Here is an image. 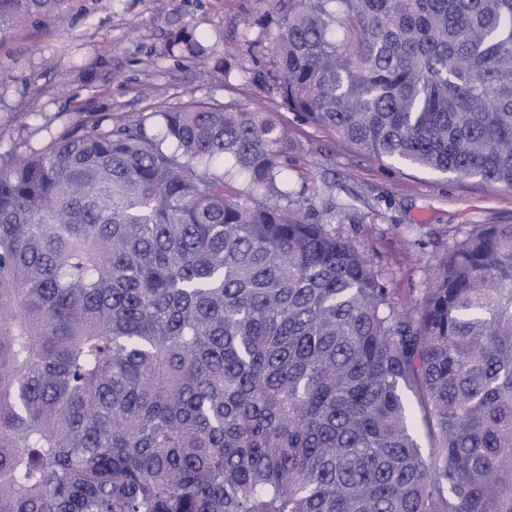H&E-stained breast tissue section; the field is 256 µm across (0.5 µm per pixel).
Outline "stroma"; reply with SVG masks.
<instances>
[{
	"label": "stroma",
	"mask_w": 512,
	"mask_h": 512,
	"mask_svg": "<svg viewBox=\"0 0 512 512\" xmlns=\"http://www.w3.org/2000/svg\"><path fill=\"white\" fill-rule=\"evenodd\" d=\"M188 30L205 53L168 50ZM272 0H68L62 18L0 31V138L33 148L105 114L145 118L170 106L276 113L288 127L289 185L309 213H347L335 229L385 271L396 300L418 298L449 246L480 224H512V190L381 161L282 110L256 82L273 57ZM234 56L235 75L217 67Z\"/></svg>",
	"instance_id": "35a3bbf8"
}]
</instances>
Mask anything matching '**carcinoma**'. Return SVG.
Instances as JSON below:
<instances>
[{
    "instance_id": "cac0c4a2",
    "label": "carcinoma",
    "mask_w": 512,
    "mask_h": 512,
    "mask_svg": "<svg viewBox=\"0 0 512 512\" xmlns=\"http://www.w3.org/2000/svg\"><path fill=\"white\" fill-rule=\"evenodd\" d=\"M273 10L282 108L512 190V0ZM152 116L0 153V512H512V224L402 308L295 203L276 117Z\"/></svg>"
}]
</instances>
